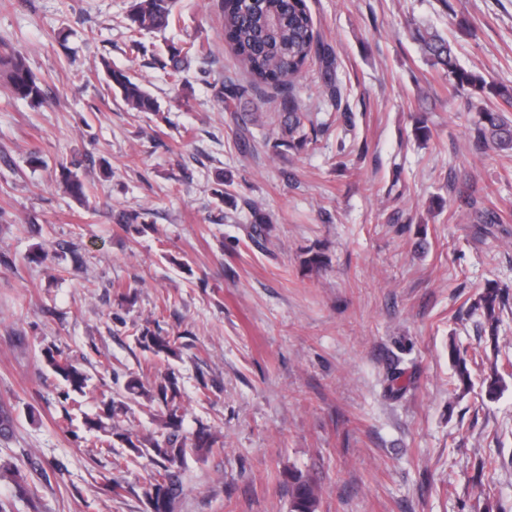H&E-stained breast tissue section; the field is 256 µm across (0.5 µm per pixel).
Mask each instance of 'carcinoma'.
Masks as SVG:
<instances>
[{"mask_svg":"<svg viewBox=\"0 0 512 512\" xmlns=\"http://www.w3.org/2000/svg\"><path fill=\"white\" fill-rule=\"evenodd\" d=\"M177 0H132L125 17L126 28L134 34L159 33L172 23ZM224 20V42L231 48L244 65L250 76L247 85L237 84L229 79L221 83L216 92L224 108L232 111L238 107L249 91L265 86L274 91L273 103L278 110L281 138L273 148L299 149L313 143L315 138L305 131L309 116L299 111L293 95V79L305 65L319 61L324 86L330 95L337 97L340 92L333 81L335 53L325 43L314 27L313 19L305 0H218ZM413 38L419 43L425 64L445 78L448 88L456 93L470 96L468 107L473 117L474 140L478 144H492L497 149L512 150V87L488 81L484 75L473 69H466L457 63L453 50L437 30L429 27L416 29ZM204 45L193 41L179 48L167 50V62L174 82L181 81V74L191 60H205ZM114 94L120 96L131 112H158L160 105L145 87L119 68L105 65ZM0 80L5 81L12 95L34 105L46 102L44 84L34 75L26 59L15 51L0 52ZM61 177L66 191L81 200L86 196L87 183L75 171L62 168ZM502 303L498 287L493 286L482 294L477 308L482 310L488 322L497 319V309ZM138 345L155 356L177 357L181 348L176 346L177 338L164 336L159 331L144 328L136 337ZM47 365L53 374L65 383L61 393L64 402H73L75 397L85 394L88 375L58 348L44 351ZM457 381L462 392L471 389V377L467 359L459 352L452 353ZM125 399L103 404L100 412L87 423L107 431L105 421L125 414L129 403L145 399L149 407L158 408L162 417V432L136 441L128 436L118 435L129 450L152 466V480L147 495L153 512H176L183 493L179 481V469L189 455H203L211 451L216 438L209 427L201 424L189 435L180 434L182 426L183 392L175 371L170 370L151 385L137 378L129 379L125 385ZM15 496L31 500L35 490L18 468H6ZM319 489L310 480L301 476L292 477L290 483V512H317Z\"/></svg>","mask_w":512,"mask_h":512,"instance_id":"carcinoma-1","label":"carcinoma"}]
</instances>
